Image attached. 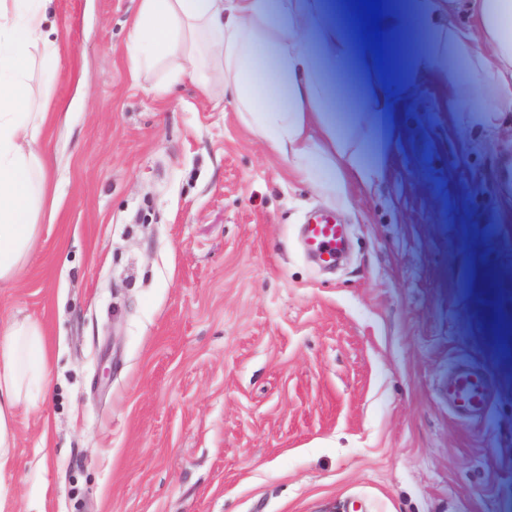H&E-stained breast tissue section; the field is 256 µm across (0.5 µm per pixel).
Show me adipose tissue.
Returning <instances> with one entry per match:
<instances>
[{
	"instance_id": "adipose-tissue-1",
	"label": "adipose tissue",
	"mask_w": 512,
	"mask_h": 512,
	"mask_svg": "<svg viewBox=\"0 0 512 512\" xmlns=\"http://www.w3.org/2000/svg\"><path fill=\"white\" fill-rule=\"evenodd\" d=\"M47 2L0 0V284L17 281L28 262L49 189L38 149L49 114L34 106L29 85L34 59L49 66L57 55ZM455 9L471 26L446 25ZM382 10L385 84H363L362 68L374 56L361 40L329 20L324 30L327 52L365 111H394L416 86L452 68L484 98L473 108V123L512 112V0H383ZM409 22L423 40L399 69L397 39ZM306 26L296 0H139L126 54L134 73L173 60L170 83L188 77L233 104L258 139L291 160L296 179L344 208L347 175L368 182L382 169L336 125L334 90ZM443 32L448 47L440 51L434 42ZM46 379L42 328L11 322L0 339V471L15 446L16 412Z\"/></svg>"
}]
</instances>
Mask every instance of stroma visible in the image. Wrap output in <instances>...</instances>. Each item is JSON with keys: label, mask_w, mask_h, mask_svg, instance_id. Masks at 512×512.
<instances>
[{"label": "stroma", "mask_w": 512, "mask_h": 512, "mask_svg": "<svg viewBox=\"0 0 512 512\" xmlns=\"http://www.w3.org/2000/svg\"><path fill=\"white\" fill-rule=\"evenodd\" d=\"M138 0H52L60 121L33 254L0 319L44 331L5 512H512V112L456 78L367 113L308 15L336 118L382 161L339 208L171 61L132 76ZM334 214L336 270L300 227ZM489 376L470 416L448 376Z\"/></svg>", "instance_id": "1"}]
</instances>
